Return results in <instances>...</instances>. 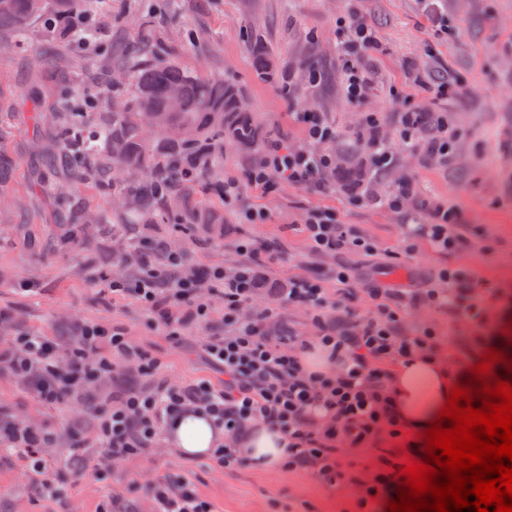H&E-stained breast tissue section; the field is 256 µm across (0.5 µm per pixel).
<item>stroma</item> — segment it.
<instances>
[{"mask_svg":"<svg viewBox=\"0 0 512 512\" xmlns=\"http://www.w3.org/2000/svg\"><path fill=\"white\" fill-rule=\"evenodd\" d=\"M141 0H112L111 8L90 14L86 26L97 34L95 51L83 66L71 62L75 48L63 31L30 22L22 35L0 32V148L16 168L0 180V352L15 336H45L59 355L77 347L79 324L122 330L150 373H140L124 356L101 346L112 371L101 379L48 403L31 381L16 377L0 363V419L30 426L48 438L38 456L58 492L39 491L29 470L27 449L0 444V512H103L120 499L122 512H152L149 486L159 480L188 479L214 512H363L359 481L374 476L380 458L401 462L402 440L380 433L358 448L341 447L344 482L330 485L311 472L279 469L268 473L243 462L220 468L209 459H187L156 439L140 456L107 464L95 441L101 414L127 391L147 390L157 382L171 385L211 381L224 376L206 359L203 346L213 328L224 323V302L209 300V319L186 318L179 336L138 301L113 295L112 272L125 242L124 227L101 224L89 229L79 247L62 246V211L57 180L46 175L42 158L53 145L50 128L35 130V108L54 106L61 92L83 96L91 123L107 120L94 72L116 66L123 45L148 34L177 43V63L204 76L236 82L265 126L269 140L296 147L303 141L292 115L304 110L324 113L338 137L355 135L363 113H376L379 132L394 141L398 112L422 104L450 112L461 138L453 168L442 170L422 156L399 152L394 170L376 176L372 189L388 190L397 172H405L418 194L431 202L456 206L467 226L469 244L451 255L436 252L422 236L406 251L405 214L350 204L346 191L324 192L280 184L269 197L244 188L242 208H264L263 224L225 213L220 224H197L180 230L174 224H140V240L167 242L184 258L185 269L203 275L214 267L237 265L236 246L248 240L270 245L257 261L260 286L254 308L274 307L279 321L302 337L316 329L305 309L288 304L283 289L294 277L320 279L336 303V317L346 311L364 316L372 310L369 290L374 269L386 265L384 284L394 273L433 278L441 269L460 270L473 302L486 309L483 328L452 321L447 308L394 298L404 329L436 332L439 348L455 373H468L479 354L473 338L502 348L512 361V0H175L163 26L151 29ZM365 15L384 52L373 63V86L361 106L343 92V68L337 52V27L349 11ZM454 19L457 29L445 23ZM261 28L274 50L278 80L263 81L251 67V49L243 31ZM315 57L323 79L308 86L301 61ZM454 77L457 94L437 97L434 88ZM311 208L336 210L341 222L372 239L373 256L351 255L353 298H346L329 274L333 261L310 254L299 225Z\"/></svg>","mask_w":512,"mask_h":512,"instance_id":"obj_1","label":"stroma"}]
</instances>
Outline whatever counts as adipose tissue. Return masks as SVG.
Segmentation results:
<instances>
[{"label":"adipose tissue","instance_id":"obj_1","mask_svg":"<svg viewBox=\"0 0 512 512\" xmlns=\"http://www.w3.org/2000/svg\"><path fill=\"white\" fill-rule=\"evenodd\" d=\"M455 382L449 367L432 354L420 352L398 360L389 392L391 411L400 426L417 435L424 433ZM165 438L183 457H208L223 445L224 430L206 412L189 411L166 425ZM237 446L241 456L259 470H275L288 459V440L273 424L248 426L238 437Z\"/></svg>","mask_w":512,"mask_h":512}]
</instances>
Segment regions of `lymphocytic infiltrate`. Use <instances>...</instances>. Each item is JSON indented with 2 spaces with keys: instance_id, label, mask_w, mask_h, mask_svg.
Returning a JSON list of instances; mask_svg holds the SVG:
<instances>
[{
  "instance_id": "f902f5d3",
  "label": "lymphocytic infiltrate",
  "mask_w": 512,
  "mask_h": 512,
  "mask_svg": "<svg viewBox=\"0 0 512 512\" xmlns=\"http://www.w3.org/2000/svg\"><path fill=\"white\" fill-rule=\"evenodd\" d=\"M340 29L344 92L351 102L359 104L372 87L373 76L367 63L380 46L365 17L345 16L340 20ZM422 113L419 107L401 113L398 137L406 151L424 153L437 165L448 166L455 158L459 131L444 112L436 113L432 130H424ZM296 119L304 132V145L290 150L269 144L261 159L246 169L243 181L225 182V205L236 208L243 183L265 194L274 192L282 181L317 192L325 190L336 172V155L330 149L336 131L319 112H300ZM430 218L421 230L435 250L445 254L467 245V229L460 224L454 207L436 206L431 209ZM301 229L314 254L337 257L332 276L342 285L348 283L350 270L341 263V255H369L375 250L369 239L341 223L335 210L329 208L307 211ZM263 249V244L245 243L240 250L247 254V261L241 262L233 273L216 269L210 274L213 293L224 300V330L212 334L205 351L223 371V386L202 380L123 394L100 418L98 442L108 461L121 462L136 455L168 422L189 408L207 411L222 425L227 441L215 457L218 465L238 463L235 441L249 423L269 422L278 425L288 438L289 468L313 470L330 483L343 477L338 459L343 442L361 445L383 429L400 437L401 429L390 412L388 365L412 353L436 349V336L429 331L419 336L407 334L400 314L385 301V289H371L373 311L360 324L352 325L328 314L330 299L320 282L290 279L288 302L312 312L317 341L332 346L343 362L336 376L313 378L299 360L306 346L304 339L284 336L280 322L269 323L264 316L243 313L256 287L250 259ZM178 262V257L173 256L166 263L140 269L133 279L114 283L112 289L134 297L165 322L170 319L168 308L172 305L185 306L197 317H205L208 305L198 297V282L167 277L168 267ZM438 279L439 287L424 289L423 301L447 306L454 318L463 317L477 325L486 321L485 310L471 302L457 270L443 269ZM80 336L78 347L63 365L55 360L56 345L43 336L18 337L5 358L18 375L40 372L36 391L51 401L110 373L109 359L86 362V351L97 349L104 341L119 352L127 350L123 336L98 326L83 327ZM316 407L333 418L332 427L321 432L313 430L311 411ZM149 495L154 512H212L210 503L182 479L155 483L150 486Z\"/></svg>"
}]
</instances>
